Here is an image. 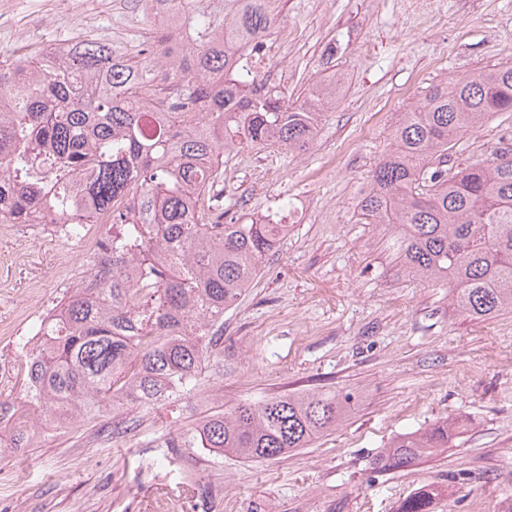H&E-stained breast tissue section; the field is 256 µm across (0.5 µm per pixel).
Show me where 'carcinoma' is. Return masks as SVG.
Wrapping results in <instances>:
<instances>
[{
	"instance_id": "cac0c4a2",
	"label": "carcinoma",
	"mask_w": 512,
	"mask_h": 512,
	"mask_svg": "<svg viewBox=\"0 0 512 512\" xmlns=\"http://www.w3.org/2000/svg\"><path fill=\"white\" fill-rule=\"evenodd\" d=\"M184 28L177 60L143 46L132 63L84 39L34 57L0 55V223H59L112 212V243L71 290L41 345L20 346L24 387L0 395V454L32 446L36 423L148 411L197 389L203 366L224 364V310L277 252L288 225L263 214L224 222L214 203L224 155L249 146L303 152L336 82L299 106L241 64L247 40L267 38L266 0L233 13L204 0H149ZM512 112V65L434 86L403 113L393 148L360 201L362 219L397 234L409 273L450 288L457 310L484 318L512 310V147L465 169L450 165L460 136ZM353 396L302 390L245 399L201 423L212 452L276 459L336 427ZM441 420L400 435L373 459L396 470L448 447ZM436 489L397 512H432Z\"/></svg>"
}]
</instances>
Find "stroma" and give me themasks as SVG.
<instances>
[{
    "label": "stroma",
    "instance_id": "35a3bbf8",
    "mask_svg": "<svg viewBox=\"0 0 512 512\" xmlns=\"http://www.w3.org/2000/svg\"><path fill=\"white\" fill-rule=\"evenodd\" d=\"M86 30L125 57L154 39L140 0H92ZM23 23L16 46L52 47L73 32L68 16L32 0H0ZM267 43L276 86L293 104L342 77L314 143L303 153L246 148L224 158L215 193L231 217L280 199L294 209L288 233L250 288L224 313V370L204 367L196 391L141 413L107 439L101 420L40 434L33 448L0 454V512H397L408 495L438 488L433 512H512V311L462 315L446 288L409 275L393 230L367 224L360 202L391 147L403 112L449 78L512 62V0H433L406 19L402 0H274ZM512 138V112L466 131L452 150L466 167ZM76 248L48 237H0V323L38 313L58 294L55 265ZM39 282L32 295L30 282ZM354 394L335 430L264 462L219 457L200 443L157 447L197 430L226 406L303 389ZM448 418L460 433L412 466L376 471L373 459L401 434ZM195 470L216 495L176 489Z\"/></svg>",
    "mask_w": 512,
    "mask_h": 512
}]
</instances>
